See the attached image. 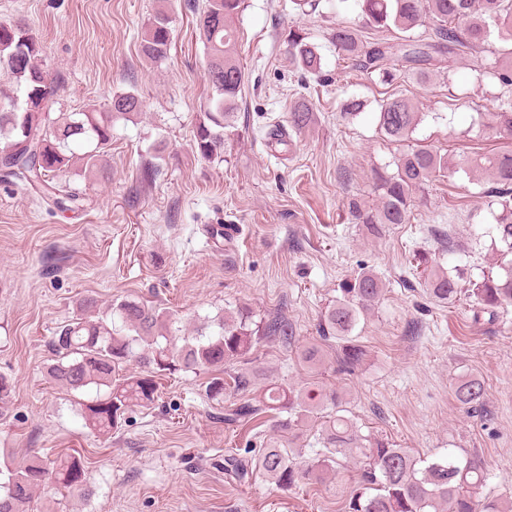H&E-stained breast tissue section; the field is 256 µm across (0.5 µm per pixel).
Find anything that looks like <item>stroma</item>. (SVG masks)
<instances>
[{"label": "stroma", "mask_w": 512, "mask_h": 512, "mask_svg": "<svg viewBox=\"0 0 512 512\" xmlns=\"http://www.w3.org/2000/svg\"><path fill=\"white\" fill-rule=\"evenodd\" d=\"M288 4L245 0L235 21L246 76L239 137L224 158L205 161L193 149L207 95L193 0H0V23L25 20L42 43L45 69L64 79L53 112H103L113 94L128 91L142 102L137 116L112 127L107 177L69 175L82 210L60 213L0 182V373L13 382L0 408V456L20 463L34 453L79 452L92 489L64 496L45 485L29 512H347L356 488L350 459L337 477L302 479L285 491L259 476L225 474V455L246 459L269 442L290 448L304 466L319 449L316 430L304 428L290 442L267 422L227 424L239 396L208 401L205 372L163 380L153 408L133 409L111 436L92 433L77 402L95 389L72 392L46 375L53 332L88 294L104 309L125 299L151 302L186 334L240 305L259 317L281 315L295 340L263 342L254 371L295 388L337 390L362 434L421 457L450 449L478 456L491 473L480 496L512 501V306L494 321L474 320V300L435 302L412 262L419 252L474 280L489 270L492 180L463 171L438 178L408 223L377 234L347 207L353 198L375 205L373 174L399 154L377 127L383 99L418 101L423 119L412 142L486 157L502 141L483 130L479 115L497 111L512 89L444 62L429 77L410 72L380 84L339 59L330 42L337 22H357L352 0H318L304 15ZM160 8L170 17L172 46L155 63L141 53L138 34ZM293 29L317 46L324 86L290 63ZM352 97L365 104L356 116L344 112ZM301 100L311 108L308 126L269 145L272 126L287 124ZM444 235L455 254L442 250ZM364 268L385 289L354 330L362 361L339 374L340 346L324 339L323 316ZM311 343L322 346L323 364L300 360ZM469 375L485 385L471 412L453 396Z\"/></svg>", "instance_id": "obj_1"}]
</instances>
